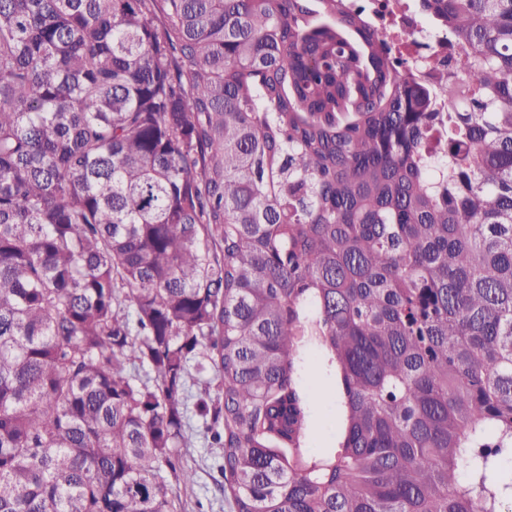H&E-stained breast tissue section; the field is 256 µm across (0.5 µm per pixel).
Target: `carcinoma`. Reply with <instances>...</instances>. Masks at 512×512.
<instances>
[{"mask_svg": "<svg viewBox=\"0 0 512 512\" xmlns=\"http://www.w3.org/2000/svg\"><path fill=\"white\" fill-rule=\"evenodd\" d=\"M416 2L431 83L346 0H0V512H175L192 411L234 512L512 506V0ZM303 380L313 394L307 446L314 453H322L336 443L339 425L333 376L322 366L314 348L305 352Z\"/></svg>", "mask_w": 512, "mask_h": 512, "instance_id": "carcinoma-1", "label": "carcinoma"}]
</instances>
